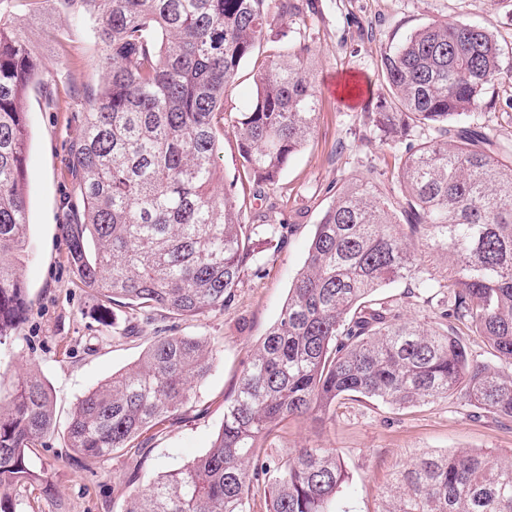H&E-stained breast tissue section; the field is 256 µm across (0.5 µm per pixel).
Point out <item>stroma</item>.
<instances>
[{
  "label": "stroma",
  "instance_id": "1",
  "mask_svg": "<svg viewBox=\"0 0 512 512\" xmlns=\"http://www.w3.org/2000/svg\"><path fill=\"white\" fill-rule=\"evenodd\" d=\"M298 20L277 18L263 54L281 49L283 33L301 35L313 51L319 116L307 146L294 156L265 200L251 186L236 197L246 220L268 213L285 225L284 240L263 247L257 274H246L233 304L195 319L155 312L152 322L83 288L68 262L63 225L79 210L78 178L70 150L82 135V112L100 86L101 50L90 24L58 13L50 0L14 14L17 29L42 59L48 74L27 97L30 143L25 192L29 231L19 266L28 305L18 329L0 345V396H9L19 373L37 366L54 397V427L30 456L38 482L15 487L16 512H123L125 479L141 482L193 461L210 448L224 421V404L237 386L252 349L277 319L288 289L307 257L329 188L355 177L375 178L398 194L393 172L401 148L366 132L361 112L387 103L391 94L382 58L412 31L435 21L487 28L502 53V73L488 89L489 109L473 114L490 136L512 147V0H313ZM171 334L206 338L213 353L208 376L176 415L144 433L140 465L108 456L88 465L70 448L67 428L78 401L138 360L153 341ZM265 446L277 456L291 448H333L349 480L336 512H377L382 490L414 453L482 451L512 454V422L451 397L395 409L357 398L337 405L326 421L280 425Z\"/></svg>",
  "mask_w": 512,
  "mask_h": 512
}]
</instances>
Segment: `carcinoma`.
<instances>
[{
	"label": "carcinoma",
	"mask_w": 512,
	"mask_h": 512,
	"mask_svg": "<svg viewBox=\"0 0 512 512\" xmlns=\"http://www.w3.org/2000/svg\"><path fill=\"white\" fill-rule=\"evenodd\" d=\"M274 1L291 19L309 7L52 0L59 12L93 23L101 46V85L71 149L79 219L62 225L84 287L146 316H203L233 303L258 253L254 236L283 237L281 224L258 231L245 222L234 184L217 191L225 121L238 132L239 178L259 190L278 183L315 131L310 46L291 37L278 55H259ZM13 7L0 3V342L27 305L18 273L29 229L26 98L44 68L15 29ZM246 60L255 86L229 115L224 93ZM382 63L395 110L361 119L382 141L406 143L401 198L384 200L369 178L330 188L288 300L244 366L212 446L145 485L130 474L124 512H250L256 494L267 512H331L348 480L336 449L291 448L271 460L264 442L289 419H323L353 397L401 408L457 395L512 421V373L470 356L459 329L512 366V148L492 150L482 126H455L485 105L502 73L500 49L483 27L433 22ZM418 126L437 135L407 141ZM417 241L427 254L415 251ZM432 255L448 262L447 278L430 271ZM398 281L420 293L447 289L439 321L410 319L397 300L377 294ZM212 360L199 337H158L137 363L78 401L70 448L89 464L144 455L134 442L189 403ZM53 421L51 390L30 367L0 404V512H16V484L40 480L28 451ZM378 512H512V456L419 452L383 492Z\"/></svg>",
	"instance_id": "cac0c4a2"
}]
</instances>
